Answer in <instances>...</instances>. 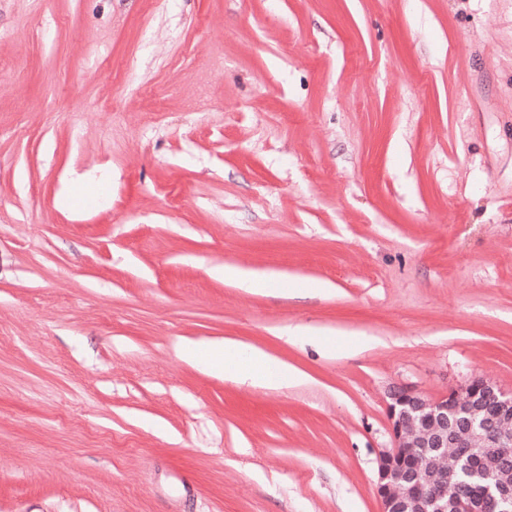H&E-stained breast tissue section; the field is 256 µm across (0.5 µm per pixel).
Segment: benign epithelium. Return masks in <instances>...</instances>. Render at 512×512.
<instances>
[{
	"instance_id": "obj_1",
	"label": "benign epithelium",
	"mask_w": 512,
	"mask_h": 512,
	"mask_svg": "<svg viewBox=\"0 0 512 512\" xmlns=\"http://www.w3.org/2000/svg\"><path fill=\"white\" fill-rule=\"evenodd\" d=\"M387 404L392 447L378 460L376 497L381 512H512L509 473L499 467L471 473L484 490L476 496L455 471L430 457L434 476L416 470L408 452L426 454L453 444L459 458L479 447L492 463L512 462V393L482 377L429 399L407 385L390 388Z\"/></svg>"
}]
</instances>
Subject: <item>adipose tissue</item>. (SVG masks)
I'll list each match as a JSON object with an SVG mask.
<instances>
[{"instance_id": "adipose-tissue-1", "label": "adipose tissue", "mask_w": 512, "mask_h": 512, "mask_svg": "<svg viewBox=\"0 0 512 512\" xmlns=\"http://www.w3.org/2000/svg\"><path fill=\"white\" fill-rule=\"evenodd\" d=\"M207 369H223L227 379L253 386L277 388L300 379L297 370L288 367L258 349H244L235 342H225L214 356L205 359Z\"/></svg>"}]
</instances>
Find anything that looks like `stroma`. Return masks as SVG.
<instances>
[{
    "label": "stroma",
    "instance_id": "stroma-1",
    "mask_svg": "<svg viewBox=\"0 0 512 512\" xmlns=\"http://www.w3.org/2000/svg\"><path fill=\"white\" fill-rule=\"evenodd\" d=\"M227 340L302 379L183 355ZM474 375L512 0H0V512H380L389 389ZM214 274L224 280L235 282L247 288L251 291H262L268 286L271 277L258 276L252 273H248L234 266L224 265L223 267H217L214 270ZM187 355L202 362L207 369L223 368L225 379L253 386L278 388L301 377L300 372L262 350H245L232 341H224V346L217 348L215 355L205 360L199 359L193 350H189Z\"/></svg>",
    "mask_w": 512,
    "mask_h": 512
}]
</instances>
